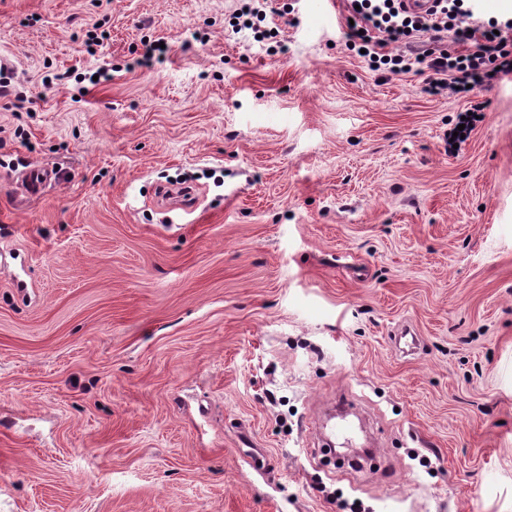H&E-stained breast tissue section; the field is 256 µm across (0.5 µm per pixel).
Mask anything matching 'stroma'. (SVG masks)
<instances>
[{
  "label": "stroma",
  "instance_id": "obj_1",
  "mask_svg": "<svg viewBox=\"0 0 512 512\" xmlns=\"http://www.w3.org/2000/svg\"><path fill=\"white\" fill-rule=\"evenodd\" d=\"M284 3L275 54L237 0H0V512H512V79L431 95ZM337 402L376 469L320 464Z\"/></svg>",
  "mask_w": 512,
  "mask_h": 512
}]
</instances>
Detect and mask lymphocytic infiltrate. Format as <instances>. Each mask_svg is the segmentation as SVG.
<instances>
[{"instance_id": "obj_1", "label": "lymphocytic infiltrate", "mask_w": 512, "mask_h": 512, "mask_svg": "<svg viewBox=\"0 0 512 512\" xmlns=\"http://www.w3.org/2000/svg\"><path fill=\"white\" fill-rule=\"evenodd\" d=\"M344 36L371 71L422 75L432 94L466 96L469 88L512 76V13L481 20L472 0H435L417 13L403 0H345Z\"/></svg>"}]
</instances>
